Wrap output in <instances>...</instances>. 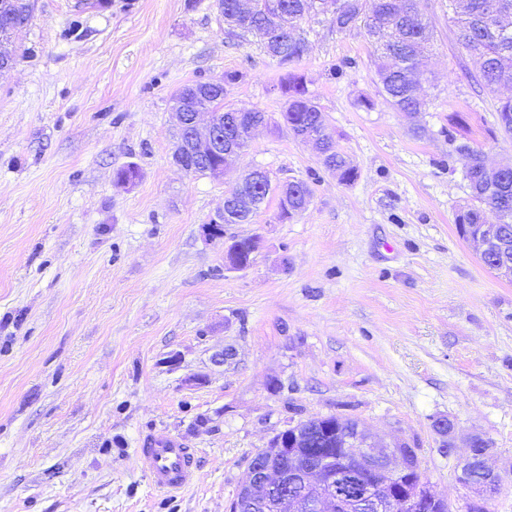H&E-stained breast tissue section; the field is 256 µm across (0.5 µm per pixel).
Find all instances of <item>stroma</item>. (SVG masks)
Listing matches in <instances>:
<instances>
[{"label": "stroma", "mask_w": 512, "mask_h": 512, "mask_svg": "<svg viewBox=\"0 0 512 512\" xmlns=\"http://www.w3.org/2000/svg\"><path fill=\"white\" fill-rule=\"evenodd\" d=\"M421 8L435 46L412 118L379 99L363 29L302 23L291 68L358 170L345 185L281 121L288 67L258 37L230 42L215 0H32L0 73V512H231L252 456L321 416L405 437L457 507L465 450L441 452L435 419L512 462V280L454 224L469 197L457 145L512 163V138L448 0ZM228 72L242 79L226 104L273 123L224 178L186 173L171 95ZM128 165L137 178L118 182ZM255 167L307 182L311 204L282 221L273 195L227 225L259 238L228 270L202 226ZM150 433L194 450L191 486L152 484L137 457Z\"/></svg>", "instance_id": "1"}]
</instances>
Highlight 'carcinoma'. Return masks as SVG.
Masks as SVG:
<instances>
[{"mask_svg": "<svg viewBox=\"0 0 512 512\" xmlns=\"http://www.w3.org/2000/svg\"><path fill=\"white\" fill-rule=\"evenodd\" d=\"M311 0H264L266 11L270 5L277 4L288 10V26L272 27L267 30L262 44H274L283 54L280 62L288 64L300 60L307 51V41L298 30L303 22L305 7ZM348 8L332 17L331 24L339 32L362 25L367 36L372 40L374 65L378 80L382 86L385 102L400 112H420L426 107V99L415 97L410 93L412 84L419 82L420 72L417 68L419 56L431 40L428 23L423 13H418L417 22L403 33L400 41L391 37V29L403 26L397 13L398 0H347ZM455 0H448V13L452 14L455 26V39L462 48L475 53L482 59L480 74L476 82L485 88L494 90L502 86H512V31L496 34L491 28L492 19L485 15L488 0H467L466 5L458 10ZM264 26V19L253 21L240 20V29L228 30V36L241 40L251 33V28L258 30ZM279 90L286 99L282 112L284 123L288 128L302 134L314 128L325 117L308 92L304 74L296 71L285 72L279 82ZM227 89L222 88L209 94L203 100V106L220 120H232L234 129L228 132L233 140L244 141L249 127L266 117V114L239 112L224 105ZM497 124L506 134L512 135V98L499 100L496 108ZM456 151L468 158L470 167L465 174L470 189L469 200L460 206L455 215L457 224L502 225L507 237H512V179L504 180L493 173L486 165L485 153L467 142L456 146ZM325 168H334V174L342 184H350L358 177V171L338 149L335 141H329L327 156L323 162ZM248 193L260 196V203L271 196L279 198V215L287 219L291 213L285 210V200L291 201V207L299 208L304 197L291 199L294 184H288V191H283L280 184H272L268 175L248 185Z\"/></svg>", "mask_w": 512, "mask_h": 512, "instance_id": "1", "label": "carcinoma"}]
</instances>
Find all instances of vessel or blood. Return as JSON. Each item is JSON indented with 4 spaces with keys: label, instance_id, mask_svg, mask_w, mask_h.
<instances>
[{
    "label": "vessel or blood",
    "instance_id": "b4317fda",
    "mask_svg": "<svg viewBox=\"0 0 512 512\" xmlns=\"http://www.w3.org/2000/svg\"><path fill=\"white\" fill-rule=\"evenodd\" d=\"M140 460L152 481L160 488L175 491L196 478L194 454L175 437L157 434L144 439Z\"/></svg>",
    "mask_w": 512,
    "mask_h": 512
}]
</instances>
